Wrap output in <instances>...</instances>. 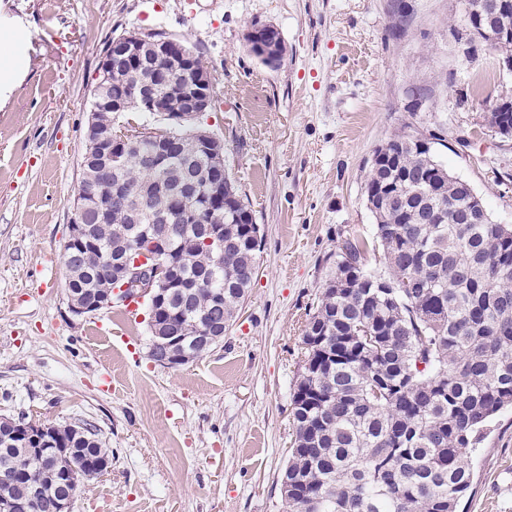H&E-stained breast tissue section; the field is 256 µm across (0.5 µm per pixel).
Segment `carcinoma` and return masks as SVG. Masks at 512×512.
<instances>
[{
	"label": "carcinoma",
	"mask_w": 512,
	"mask_h": 512,
	"mask_svg": "<svg viewBox=\"0 0 512 512\" xmlns=\"http://www.w3.org/2000/svg\"><path fill=\"white\" fill-rule=\"evenodd\" d=\"M512 13L491 34L512 58ZM181 61L161 75L155 51L134 62L112 60L110 78H96L92 111L97 135L109 141L123 98L124 111L141 112L144 87L172 106L206 67L178 43ZM498 99L486 121L501 129ZM204 129L192 122L164 129L163 153L139 140L112 169L129 194L105 214L93 196L105 183L99 166L82 168L74 214L96 242L89 254L64 253L68 292L90 302L110 286L123 252L133 249L150 218L164 213L165 232L180 262V287L156 311V328L185 336L224 332L252 288L263 236L252 235L253 212L229 168L211 178L213 156L197 147ZM224 194V206L214 197ZM375 219L373 241L347 239L335 270L309 314L304 358L291 399L295 431L284 472L302 483L282 499L283 512H457L473 489L468 459L493 415L512 407V225L483 218V203L435 160L431 141L403 133L378 146L365 184ZM447 208L433 221L430 210ZM224 232V251L209 250L206 234ZM382 266L367 264L368 248ZM91 439L72 425L55 426L53 447L65 448L77 477L54 471L52 458L30 451L0 418V504L22 502L25 512H56L81 481L97 478V462L112 456L95 425Z\"/></svg>",
	"instance_id": "obj_1"
}]
</instances>
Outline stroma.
<instances>
[{"mask_svg":"<svg viewBox=\"0 0 512 512\" xmlns=\"http://www.w3.org/2000/svg\"><path fill=\"white\" fill-rule=\"evenodd\" d=\"M17 23L27 74L0 103V416L97 427L112 464L72 512H283L302 336L331 254L373 236L374 149L434 135L437 160L512 224V139L484 121L512 74L485 42L459 40L463 0H0V27ZM255 23L281 31L279 66L249 53ZM128 32L196 48L219 79L201 124L264 235L223 343L176 368L150 359L145 319L119 341L92 327L122 323L123 308L68 307L91 91L107 42ZM471 466L461 512H512V410L488 422Z\"/></svg>","mask_w":512,"mask_h":512,"instance_id":"1","label":"stroma"}]
</instances>
